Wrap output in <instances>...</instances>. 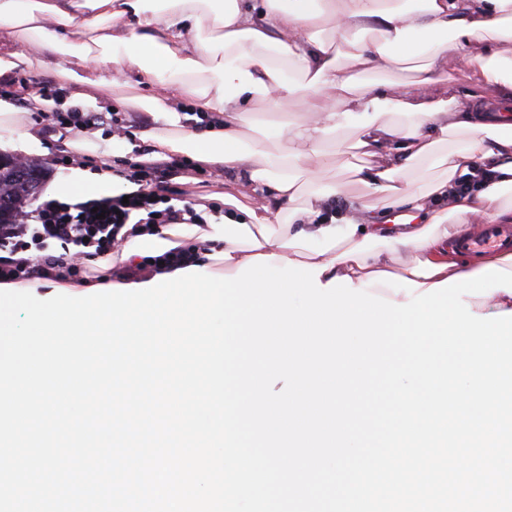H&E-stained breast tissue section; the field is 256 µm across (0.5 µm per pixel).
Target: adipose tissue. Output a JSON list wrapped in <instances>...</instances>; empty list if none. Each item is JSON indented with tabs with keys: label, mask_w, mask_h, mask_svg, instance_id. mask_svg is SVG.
Wrapping results in <instances>:
<instances>
[{
	"label": "adipose tissue",
	"mask_w": 512,
	"mask_h": 512,
	"mask_svg": "<svg viewBox=\"0 0 512 512\" xmlns=\"http://www.w3.org/2000/svg\"><path fill=\"white\" fill-rule=\"evenodd\" d=\"M65 57L61 79L113 82L111 65L164 84L144 109L152 128L139 142L224 171V216L207 224H171L162 235L128 237L119 261L138 264L181 246L204 244L193 259L214 274L270 255L323 267L321 283L350 277L354 286L395 302L434 283L495 264L512 271V252L460 259L449 241L474 223H512V0H0V32ZM456 52L477 82L492 87L486 104L435 94ZM412 70L399 85L364 82L358 71ZM302 99L305 113L279 123L286 146L244 140L256 115ZM351 130L357 160L346 181L329 176L336 136ZM69 146L96 156L101 171L70 167L52 197L77 203L87 193L116 196L134 186L110 176L108 139L73 132ZM475 190L451 195L460 176ZM250 185L263 203L233 195ZM368 203H335L349 185ZM448 199L447 207L437 202Z\"/></svg>",
	"instance_id": "ef3b65f1"
}]
</instances>
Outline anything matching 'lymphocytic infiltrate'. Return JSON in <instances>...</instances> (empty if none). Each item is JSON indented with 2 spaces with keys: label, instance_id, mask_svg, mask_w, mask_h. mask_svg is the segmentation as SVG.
Masks as SVG:
<instances>
[{
  "label": "lymphocytic infiltrate",
  "instance_id": "lymphocytic-infiltrate-1",
  "mask_svg": "<svg viewBox=\"0 0 512 512\" xmlns=\"http://www.w3.org/2000/svg\"><path fill=\"white\" fill-rule=\"evenodd\" d=\"M180 165L177 162H129L116 175L134 184L128 196H109L76 204L50 199L20 212L16 223L0 224V283L27 280L47 269H60L78 276L85 257H104L121 248L118 237L132 214H139L143 231L155 234L166 224L205 223L217 213L215 204L197 210L193 202L175 207L170 202L169 182ZM104 218H97V210ZM60 245V254L50 252ZM35 258H27V251Z\"/></svg>",
  "mask_w": 512,
  "mask_h": 512
}]
</instances>
